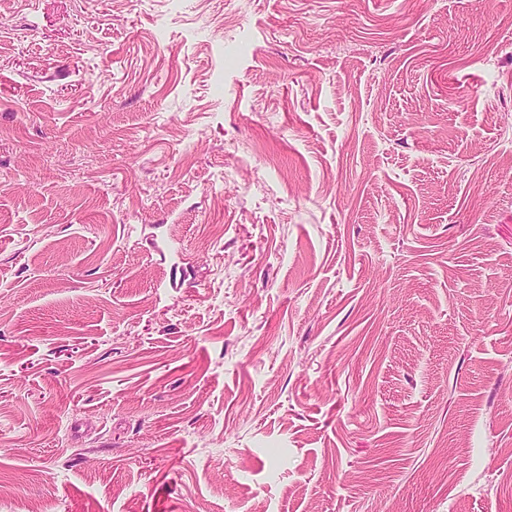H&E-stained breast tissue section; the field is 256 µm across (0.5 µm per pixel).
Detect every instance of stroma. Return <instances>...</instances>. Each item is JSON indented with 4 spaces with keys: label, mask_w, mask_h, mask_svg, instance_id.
Instances as JSON below:
<instances>
[{
    "label": "stroma",
    "mask_w": 512,
    "mask_h": 512,
    "mask_svg": "<svg viewBox=\"0 0 512 512\" xmlns=\"http://www.w3.org/2000/svg\"><path fill=\"white\" fill-rule=\"evenodd\" d=\"M0 512H512V0H0Z\"/></svg>",
    "instance_id": "1"
}]
</instances>
